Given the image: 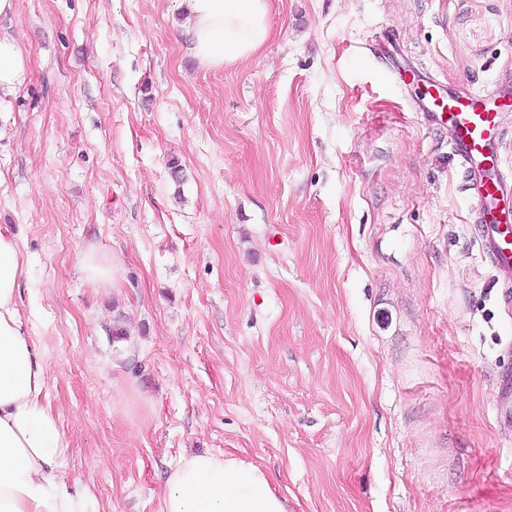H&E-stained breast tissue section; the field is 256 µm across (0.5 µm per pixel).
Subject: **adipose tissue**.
Returning <instances> with one entry per match:
<instances>
[{"label": "adipose tissue", "mask_w": 512, "mask_h": 512, "mask_svg": "<svg viewBox=\"0 0 512 512\" xmlns=\"http://www.w3.org/2000/svg\"><path fill=\"white\" fill-rule=\"evenodd\" d=\"M190 19L195 58L221 68L255 57L271 37L273 0H177ZM17 39L0 28V101L28 78ZM25 260L0 233V512H89L88 485L64 472L69 442L46 398L49 370L18 307ZM163 512H288L258 467L225 454L179 458L166 478Z\"/></svg>", "instance_id": "obj_1"}]
</instances>
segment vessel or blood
I'll use <instances>...</instances> for the list:
<instances>
[{
    "label": "vessel or blood",
    "mask_w": 512,
    "mask_h": 512,
    "mask_svg": "<svg viewBox=\"0 0 512 512\" xmlns=\"http://www.w3.org/2000/svg\"><path fill=\"white\" fill-rule=\"evenodd\" d=\"M509 98L512 93L498 88L477 89L464 97L439 91L417 103L424 120L448 127L449 150L459 160L475 220L482 227V249L505 283H512V210L502 201L512 192V174L498 155L496 109Z\"/></svg>",
    "instance_id": "obj_1"
}]
</instances>
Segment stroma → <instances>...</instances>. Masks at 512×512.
<instances>
[{"label":"stroma","instance_id":"35a3bbf8","mask_svg":"<svg viewBox=\"0 0 512 512\" xmlns=\"http://www.w3.org/2000/svg\"><path fill=\"white\" fill-rule=\"evenodd\" d=\"M270 25L217 70L175 0H17L0 232L66 476L161 512L212 452L289 512H512V311L414 109L429 76L512 88V0H275ZM79 270L84 279L96 288H114L116 284L118 265L113 256L86 252L79 260Z\"/></svg>","mask_w":512,"mask_h":512}]
</instances>
